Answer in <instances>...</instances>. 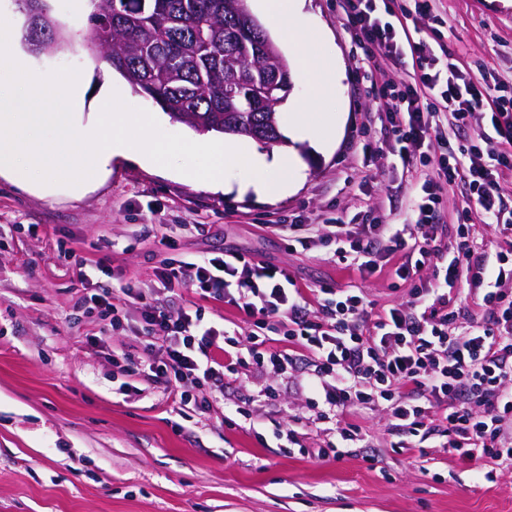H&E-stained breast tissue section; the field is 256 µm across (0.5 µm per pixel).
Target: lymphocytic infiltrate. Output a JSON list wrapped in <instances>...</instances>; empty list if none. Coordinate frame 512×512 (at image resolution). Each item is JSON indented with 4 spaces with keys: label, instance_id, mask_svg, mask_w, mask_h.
<instances>
[{
    "label": "lymphocytic infiltrate",
    "instance_id": "1",
    "mask_svg": "<svg viewBox=\"0 0 512 512\" xmlns=\"http://www.w3.org/2000/svg\"><path fill=\"white\" fill-rule=\"evenodd\" d=\"M343 25L356 48L372 62H411L413 82H384L377 94L386 103L387 144L404 166L433 167L412 223L339 224L320 236L313 224H276L272 230L289 249L332 246L340 262L373 273L395 255L403 261L397 278L412 282L407 305L372 314L357 289L307 290L280 267L229 251L224 256L166 258L156 272L159 289L190 290L198 302L179 311L165 309L157 289L133 286L83 296L100 310L93 343L109 340L122 327L128 305L138 320L132 331L150 337L145 358L113 356L127 375H146L166 401L197 413L213 408L198 396L201 387L223 390L242 378H293L308 369L312 386L333 420L352 410L386 407L395 429L417 435L426 428L432 405L445 411L436 429L460 458L512 459V248L499 256L495 280L476 256L468 233L454 246L438 242L436 211L442 187L464 182L482 223L512 228L500 184L483 157L512 161V95L488 99L487 89L463 72L453 53L437 52L427 40L403 41L408 20L429 17L433 0H399L397 9L379 0H339ZM490 106L492 133L465 132L478 110ZM439 155H430V145ZM429 279H419L423 268ZM467 273L481 298L478 310L448 306V290ZM216 302L252 320L256 331L238 338L234 329L205 321L206 303ZM319 321H312V314ZM465 331L451 334L450 325Z\"/></svg>",
    "mask_w": 512,
    "mask_h": 512
}]
</instances>
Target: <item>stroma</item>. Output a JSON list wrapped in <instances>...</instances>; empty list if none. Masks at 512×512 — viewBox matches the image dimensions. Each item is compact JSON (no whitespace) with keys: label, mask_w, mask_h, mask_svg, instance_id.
I'll list each match as a JSON object with an SVG mask.
<instances>
[{"label":"stroma","mask_w":512,"mask_h":512,"mask_svg":"<svg viewBox=\"0 0 512 512\" xmlns=\"http://www.w3.org/2000/svg\"><path fill=\"white\" fill-rule=\"evenodd\" d=\"M50 4L59 45L25 52L26 63L54 79L86 74L97 96L95 74L107 65L85 39L89 12L75 0ZM436 11L441 44L462 70L512 85V0H438ZM304 15L329 37L343 78L336 135L295 143L285 195L215 193L122 159L79 196L63 182L42 194L21 171L0 177V512H512V465L462 460L432 427L405 437L379 407L356 416L366 439L339 462L289 455L272 440L296 414L309 419L301 444L324 438L311 393L292 383L274 400L261 394L265 380L233 385L212 392L211 413L180 418L155 385L112 363L116 351L145 356V339L118 330L91 344L98 315L73 308L87 281L112 292L154 287L168 239L187 255L242 252L304 288L361 289L377 313L409 300V283L390 269L363 274L323 247L291 251L267 228L365 211L401 224L421 196L414 170L362 150L380 139L385 114L372 83L412 81V68L373 72L354 57L336 0H305ZM403 439L411 450L395 452Z\"/></svg>","instance_id":"1"}]
</instances>
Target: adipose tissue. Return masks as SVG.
Masks as SVG:
<instances>
[{
    "instance_id": "obj_1",
    "label": "adipose tissue",
    "mask_w": 512,
    "mask_h": 512,
    "mask_svg": "<svg viewBox=\"0 0 512 512\" xmlns=\"http://www.w3.org/2000/svg\"><path fill=\"white\" fill-rule=\"evenodd\" d=\"M254 6L293 49L296 71L306 89L289 115V137L327 140L335 124L326 103L335 95L341 75L320 51L325 36L303 23L304 0H254ZM22 37V30L11 21L0 20V72L22 76L19 92L0 89V176L23 168L42 192H50L62 177L79 192L106 173L112 159L121 158L161 173L179 172L214 192L234 190L267 198L287 190L295 170L288 151H253L239 180L228 183L224 165L238 159L240 142L159 139L161 117L125 111L117 88L107 79L100 85V114L78 121V113L89 106L87 82L76 76L52 88L47 75L13 52ZM188 150L202 156L204 165L175 169V158Z\"/></svg>"
}]
</instances>
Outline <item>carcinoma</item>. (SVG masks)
Wrapping results in <instances>:
<instances>
[{"label":"carcinoma","mask_w":512,"mask_h":512,"mask_svg":"<svg viewBox=\"0 0 512 512\" xmlns=\"http://www.w3.org/2000/svg\"><path fill=\"white\" fill-rule=\"evenodd\" d=\"M246 0H98L87 40L131 90L160 105L170 118L199 134H224V125L244 129L278 120L288 95L281 82L251 88L250 73L290 71L274 41L254 25L239 27ZM41 27L23 23L29 50L55 48L60 24L49 0Z\"/></svg>","instance_id":"obj_1"}]
</instances>
